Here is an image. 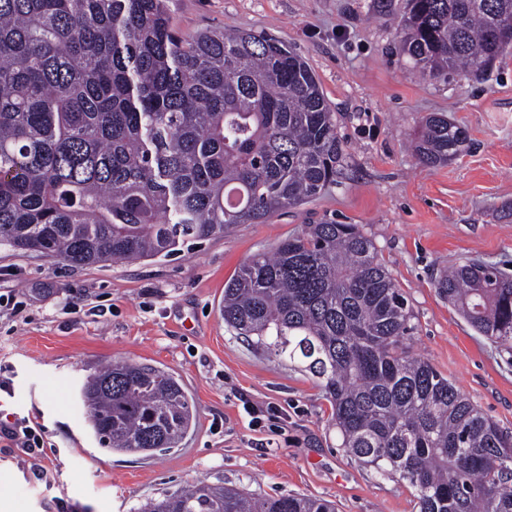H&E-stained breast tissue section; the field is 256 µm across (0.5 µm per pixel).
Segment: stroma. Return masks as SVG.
Wrapping results in <instances>:
<instances>
[{
	"instance_id": "obj_1",
	"label": "stroma",
	"mask_w": 512,
	"mask_h": 512,
	"mask_svg": "<svg viewBox=\"0 0 512 512\" xmlns=\"http://www.w3.org/2000/svg\"><path fill=\"white\" fill-rule=\"evenodd\" d=\"M176 31L250 30L308 63L346 158L319 197L170 257L73 266L0 248V420L44 431L42 453L0 439L12 512H136L190 484L301 495L336 512H418L413 488L346 455L320 382L224 322V285L250 256L322 221L358 224L407 299V342L512 432V350L439 295L454 264L512 268V52L480 77L415 71L401 50L406 0H167ZM438 112L465 128L456 159L430 167L408 145ZM164 368L195 405L192 427L154 455L98 442L79 399L113 360ZM273 408L252 422L246 406Z\"/></svg>"
}]
</instances>
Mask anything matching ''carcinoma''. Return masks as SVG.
<instances>
[{
  "instance_id": "1",
  "label": "carcinoma",
  "mask_w": 512,
  "mask_h": 512,
  "mask_svg": "<svg viewBox=\"0 0 512 512\" xmlns=\"http://www.w3.org/2000/svg\"><path fill=\"white\" fill-rule=\"evenodd\" d=\"M512 0H408L402 50L433 77L485 74L509 45ZM464 128L425 118L413 152L455 159ZM345 156L311 68L266 33L173 28L166 0H0V246L74 265L167 257L318 197ZM440 295L512 343V275L454 265ZM407 302L358 224L323 222L246 260L224 322L323 383L340 447L416 491L419 512H512V433L426 359ZM109 448L174 447L195 407L169 371L129 361L89 376ZM138 512H335L203 482Z\"/></svg>"
}]
</instances>
